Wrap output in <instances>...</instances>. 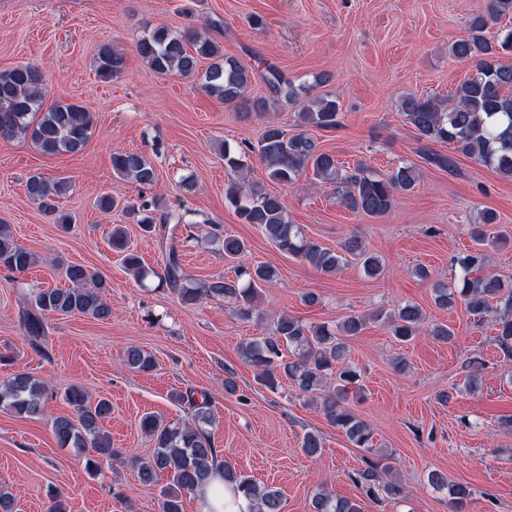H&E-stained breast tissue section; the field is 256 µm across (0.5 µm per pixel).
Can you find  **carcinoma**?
Returning a JSON list of instances; mask_svg holds the SVG:
<instances>
[{
  "label": "carcinoma",
  "instance_id": "obj_1",
  "mask_svg": "<svg viewBox=\"0 0 512 512\" xmlns=\"http://www.w3.org/2000/svg\"><path fill=\"white\" fill-rule=\"evenodd\" d=\"M507 15L512 16V0H486L484 10L470 20L467 35L450 44V54L460 61L473 62L476 73L458 84L448 101L412 95L402 101L401 112L424 143L452 145L456 152L512 179V64L503 62L504 55L512 53V30L498 26ZM135 50L159 75H200L201 89L207 95L229 105L245 119L264 117L272 100L297 101L303 97L305 101L298 112L301 126L334 131L341 124L336 99L313 95L314 87L322 82L320 76L313 77L308 84L297 85L278 67L269 64L260 78L271 97L251 96L255 73L237 59L224 56L222 47L207 37L202 27L192 26L178 33L164 26L147 30L136 40ZM203 59L212 63L201 73L199 63ZM95 64L97 76L104 81L119 77L125 69L123 54L108 43L100 46ZM47 95L41 66L23 64L0 70V138L28 140L46 156L80 152L93 135V112L76 101L54 100L47 105ZM251 156L257 158L271 181L288 187L294 186L304 173L312 172L314 179L333 187L348 210L370 217L386 215L394 206L396 193L415 188L419 174L414 165L403 162L386 174H376L361 163L345 166L320 148L313 137L304 132L290 136L286 129L271 122L265 124L257 142H243L238 152L224 149V169L228 174L224 201L243 223L256 225L280 252L323 274L332 275L351 263L357 264L368 277L381 274V259L370 251L361 236L350 234L335 248L324 246L307 237L298 225L288 222L286 206L279 195L257 184L243 191L238 173L247 167V158ZM422 156L429 165L450 175L458 174L454 157L427 149ZM112 170L118 179L138 186H151L157 181L152 162L137 152H113ZM65 185L62 179L42 174L32 175L26 182L28 198L44 214L55 216L58 224L69 223L68 216L59 213L57 205ZM120 206L146 233L156 232L163 237L167 228L175 229L180 224L179 214L160 208L156 201L124 203L112 194L97 200V207L105 212ZM497 224L499 218L494 210L481 212L480 222L472 227L473 249L452 258L451 267L459 274L448 281H434L433 295L434 304L441 309L460 301L471 315L491 317L493 342L503 358L512 360V284L480 274L486 261V247L506 238ZM210 236L223 251L224 259L236 263L234 277L187 278L174 232L163 245L161 270L148 269L131 248L122 225L114 224L108 230L112 251L121 257L135 279L155 278L158 286L175 293L184 303L220 301L236 317L249 321L259 314L260 292L276 280L277 273L269 265L246 263L247 246L236 236L220 230ZM35 264L34 252L18 244L9 225L0 224V266L24 274ZM62 275L71 283L70 287L38 290L23 313L22 327L32 341L45 335L49 314H80L100 322L112 318V304L106 299L111 285L99 271L69 264L62 268ZM374 318L383 321L390 336L402 344L413 341L426 323L424 311L414 303L400 305L386 317L379 313ZM368 320L365 315L350 314L333 327L282 315L273 322L268 334L255 336L241 346V357L253 368L259 385L274 392L281 387L282 380H287L299 397L317 404L327 422L344 432L352 445L370 448L372 430L351 406V399L356 396L352 387L360 380V370L345 363L347 340L360 335ZM123 361L138 372H149L155 366L153 357L135 345L125 348ZM48 395L45 382L18 371L0 380V411L25 418L41 417ZM174 399L189 404L190 419L166 423L146 414L139 423L141 431L153 441V450L149 456L135 460L137 476L144 486H155L166 478L160 491V512H184V496L196 494L216 471L255 503L256 512H283L278 490L238 473L215 448L209 398L203 395L198 399L189 390L175 394ZM65 400L73 413L51 418L52 431L63 448H71L79 455L93 449L97 457L86 458V466L96 473L101 459L119 455L103 430L112 406L105 399L91 400L80 386L70 387ZM322 448L320 434L303 435L301 449L305 455L318 457ZM390 470L389 465L368 461L365 467L353 472L351 480L368 498L377 500L383 495L395 500L403 494V487L388 479ZM428 482L437 489L448 490L450 512H466L474 494L469 485L436 472L430 474ZM311 509L361 512L356 501L324 491L313 496Z\"/></svg>",
  "mask_w": 512,
  "mask_h": 512
}]
</instances>
